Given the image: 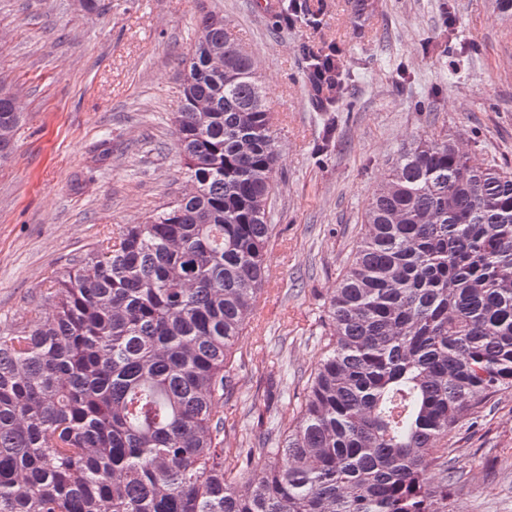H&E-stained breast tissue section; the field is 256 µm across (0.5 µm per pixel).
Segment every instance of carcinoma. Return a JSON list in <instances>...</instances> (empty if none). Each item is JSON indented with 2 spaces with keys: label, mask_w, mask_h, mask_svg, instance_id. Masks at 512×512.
<instances>
[{
  "label": "carcinoma",
  "mask_w": 512,
  "mask_h": 512,
  "mask_svg": "<svg viewBox=\"0 0 512 512\" xmlns=\"http://www.w3.org/2000/svg\"><path fill=\"white\" fill-rule=\"evenodd\" d=\"M181 75L173 123L197 191L119 226L48 282L49 316L0 331V512H449L464 474L448 430L512 389V168L446 137L400 151L296 424L228 475L218 405L267 282L277 146L224 18L202 19ZM22 121L0 84V161ZM437 460L447 479L430 487Z\"/></svg>",
  "instance_id": "carcinoma-1"
}]
</instances>
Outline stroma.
<instances>
[{"mask_svg":"<svg viewBox=\"0 0 512 512\" xmlns=\"http://www.w3.org/2000/svg\"><path fill=\"white\" fill-rule=\"evenodd\" d=\"M309 2L314 16L288 27L280 0H100L91 14L77 0H0V79L25 116L0 164V329L29 319L47 277L186 187L170 117L203 14L223 15L257 62L278 148L275 230L224 397L229 471L268 423H296L332 290L401 149L448 136L512 165V17L496 0ZM333 47L342 88L320 153L309 56ZM448 455L466 478L451 512H512V391L449 431Z\"/></svg>","mask_w":512,"mask_h":512,"instance_id":"35a3bbf8","label":"stroma"}]
</instances>
